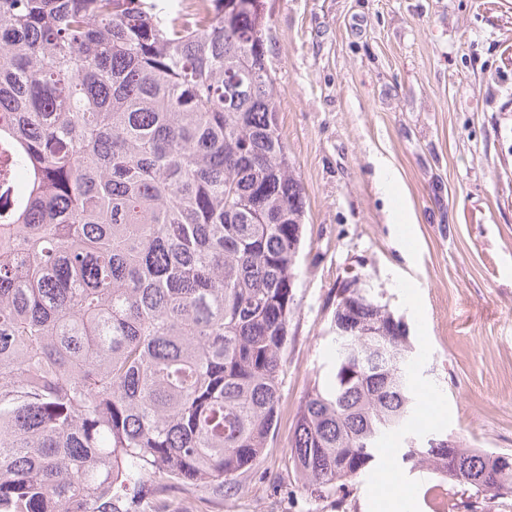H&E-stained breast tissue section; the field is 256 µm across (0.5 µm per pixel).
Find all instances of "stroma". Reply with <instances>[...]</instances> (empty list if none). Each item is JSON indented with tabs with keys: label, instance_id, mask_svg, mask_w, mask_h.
<instances>
[{
	"label": "stroma",
	"instance_id": "stroma-1",
	"mask_svg": "<svg viewBox=\"0 0 512 512\" xmlns=\"http://www.w3.org/2000/svg\"><path fill=\"white\" fill-rule=\"evenodd\" d=\"M280 132L306 193L277 427L237 493L176 481L139 512H386L382 469L307 492L288 437L357 278L415 346L413 422L512 453V0H265ZM451 512H512L451 483Z\"/></svg>",
	"mask_w": 512,
	"mask_h": 512
}]
</instances>
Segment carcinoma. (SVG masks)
Wrapping results in <instances>:
<instances>
[{
  "mask_svg": "<svg viewBox=\"0 0 512 512\" xmlns=\"http://www.w3.org/2000/svg\"><path fill=\"white\" fill-rule=\"evenodd\" d=\"M0 0V512L239 489L276 425L305 190L264 0ZM292 462L322 495L401 461L512 494V454L421 435L404 321L336 290Z\"/></svg>",
  "mask_w": 512,
  "mask_h": 512,
  "instance_id": "cac0c4a2",
  "label": "carcinoma"
}]
</instances>
